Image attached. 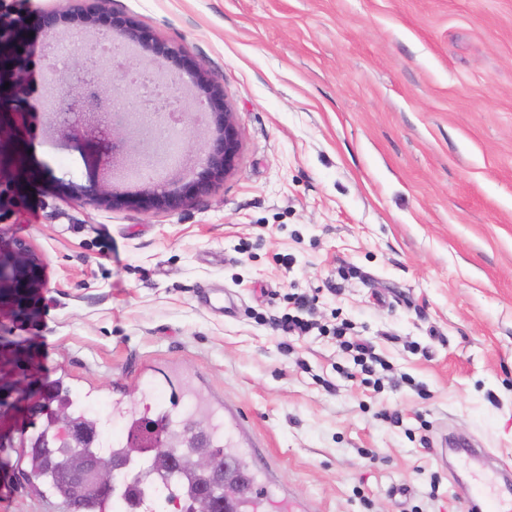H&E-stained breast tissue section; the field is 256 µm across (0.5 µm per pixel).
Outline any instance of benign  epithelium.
Segmentation results:
<instances>
[{"label":"benign epithelium","mask_w":512,"mask_h":512,"mask_svg":"<svg viewBox=\"0 0 512 512\" xmlns=\"http://www.w3.org/2000/svg\"><path fill=\"white\" fill-rule=\"evenodd\" d=\"M26 24L27 18L24 16L8 19L0 17V112L15 107L16 103L28 96V75L18 63L10 59L9 54ZM101 25L106 26V36L110 37L115 33L120 38L119 42L112 43L114 56L124 53L127 45H138L155 58L170 60L192 70L199 104L205 107L208 122L215 127L216 136L195 157L200 168L197 178L177 195L155 192L126 195L105 183H91L84 188V200L112 209L134 207L142 210H176L184 207L208 194L213 185L229 174L237 164L241 131L234 112L225 99L224 86L177 48L158 41L148 30L129 18L109 16L96 11L88 12L82 17V27L73 33V37L81 41L85 34ZM96 67L95 49L83 46L75 93L62 98L51 94L48 105L50 112L56 115L75 112L83 116L87 126L99 128L105 137L111 138L102 156L105 168L111 169L116 166L123 150V142L119 138L120 128L130 117L139 115L141 104L137 94L126 88L123 90V111H107L110 101L97 82ZM43 288L44 262L41 254L27 239L0 233V311L9 309L19 314L26 313ZM57 423L61 432L76 445L88 436L80 423L66 415H57ZM190 433L195 445L194 461L197 468L204 472L221 468L223 463L208 447L204 431L192 428ZM59 468L70 480L99 493L111 491L116 485L117 477L126 475V465L121 462L105 465L96 456L83 455L76 451L63 457Z\"/></svg>","instance_id":"7a95c632"}]
</instances>
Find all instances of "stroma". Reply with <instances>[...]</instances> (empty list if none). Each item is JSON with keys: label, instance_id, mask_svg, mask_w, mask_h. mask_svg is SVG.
Segmentation results:
<instances>
[{"label": "stroma", "instance_id": "stroma-1", "mask_svg": "<svg viewBox=\"0 0 512 512\" xmlns=\"http://www.w3.org/2000/svg\"><path fill=\"white\" fill-rule=\"evenodd\" d=\"M125 16L223 84L241 130L235 169L192 205L99 208L103 138L50 125L44 95L73 90L70 35L90 6ZM55 10L22 52L29 97L0 231L29 239L46 284L35 313H0V512H67L30 476L31 412L60 385L128 435L117 401L187 418L186 390L222 408L261 473V512H465L466 465L446 438L512 465V0H0ZM194 112L189 71L130 51L100 56ZM166 113L124 133L142 175L116 188L179 193L214 134L149 173ZM310 297L318 331L272 326ZM347 324L381 361L363 379L331 334ZM400 415L383 420V410Z\"/></svg>", "mask_w": 512, "mask_h": 512}]
</instances>
